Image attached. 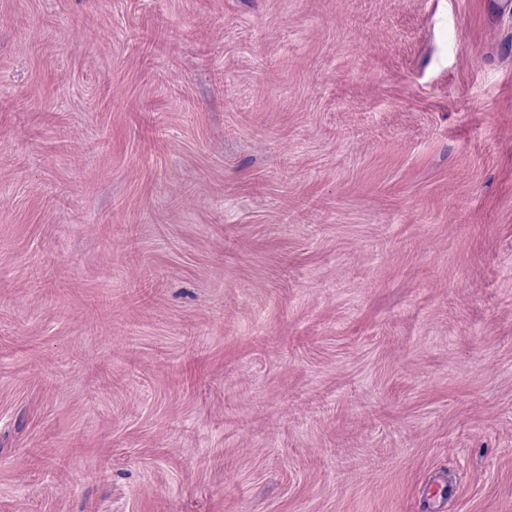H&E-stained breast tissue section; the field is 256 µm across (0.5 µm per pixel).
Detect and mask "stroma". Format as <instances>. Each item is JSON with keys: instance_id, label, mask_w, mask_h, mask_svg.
<instances>
[{"instance_id": "35a3bbf8", "label": "stroma", "mask_w": 512, "mask_h": 512, "mask_svg": "<svg viewBox=\"0 0 512 512\" xmlns=\"http://www.w3.org/2000/svg\"><path fill=\"white\" fill-rule=\"evenodd\" d=\"M0 512H512V0H0Z\"/></svg>"}]
</instances>
